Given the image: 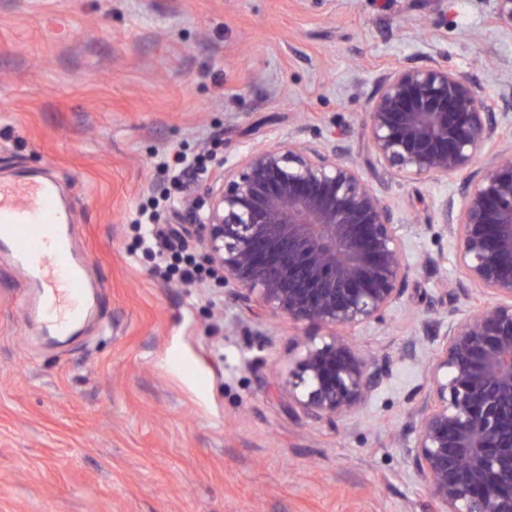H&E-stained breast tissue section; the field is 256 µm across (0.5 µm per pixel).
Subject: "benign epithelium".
Returning a JSON list of instances; mask_svg holds the SVG:
<instances>
[{
  "instance_id": "benign-epithelium-1",
  "label": "benign epithelium",
  "mask_w": 512,
  "mask_h": 512,
  "mask_svg": "<svg viewBox=\"0 0 512 512\" xmlns=\"http://www.w3.org/2000/svg\"><path fill=\"white\" fill-rule=\"evenodd\" d=\"M510 105L431 60L383 73L367 112L389 171L405 180L466 175L461 208L445 201L439 229L456 244L463 298L482 302L459 321L456 309L443 311L408 449L443 512H512V152L477 163L480 146L505 139L501 108ZM183 230L245 301L328 330L302 343L289 399L331 424L363 408L390 362L346 332L383 321L412 267L392 209L341 146L249 149Z\"/></svg>"
}]
</instances>
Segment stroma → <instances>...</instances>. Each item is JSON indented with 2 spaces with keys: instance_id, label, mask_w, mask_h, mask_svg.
<instances>
[{
  "instance_id": "stroma-1",
  "label": "stroma",
  "mask_w": 512,
  "mask_h": 512,
  "mask_svg": "<svg viewBox=\"0 0 512 512\" xmlns=\"http://www.w3.org/2000/svg\"><path fill=\"white\" fill-rule=\"evenodd\" d=\"M430 58L512 96L498 0H0V179L59 183L96 283L78 335L39 336L0 255V512H438L408 457L410 413L440 342L430 312L471 310L435 228L463 178L400 181L366 126L378 77ZM293 137L344 147L414 266L384 322L350 331L395 361L334 425L288 397L312 327L257 310L219 276L157 277L131 222L169 194L167 243L204 263L179 226L225 166ZM181 148L212 159L176 187L154 166Z\"/></svg>"
}]
</instances>
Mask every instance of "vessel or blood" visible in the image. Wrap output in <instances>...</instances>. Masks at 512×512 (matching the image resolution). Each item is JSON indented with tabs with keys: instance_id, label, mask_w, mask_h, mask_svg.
I'll return each instance as SVG.
<instances>
[{
	"instance_id": "b4317fda",
	"label": "vessel or blood",
	"mask_w": 512,
	"mask_h": 512,
	"mask_svg": "<svg viewBox=\"0 0 512 512\" xmlns=\"http://www.w3.org/2000/svg\"><path fill=\"white\" fill-rule=\"evenodd\" d=\"M72 226V211L54 180L19 172L9 185L0 184V253L27 281L25 308L44 336L74 331L92 288Z\"/></svg>"
}]
</instances>
